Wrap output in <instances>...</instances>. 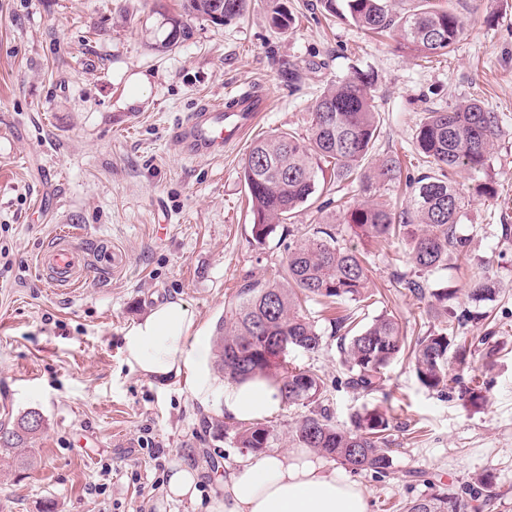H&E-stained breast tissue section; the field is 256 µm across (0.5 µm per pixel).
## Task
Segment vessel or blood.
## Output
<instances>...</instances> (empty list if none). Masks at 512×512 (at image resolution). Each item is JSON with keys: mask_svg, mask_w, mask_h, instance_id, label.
Returning a JSON list of instances; mask_svg holds the SVG:
<instances>
[{"mask_svg": "<svg viewBox=\"0 0 512 512\" xmlns=\"http://www.w3.org/2000/svg\"><path fill=\"white\" fill-rule=\"evenodd\" d=\"M267 109L266 94L255 89L243 91L223 104L204 102L175 128L172 138L184 155H215L223 152L225 145L238 142ZM91 257L101 269L115 273L127 264L125 253L108 245L85 255L75 246L73 232L65 230L57 232L51 246L39 253L37 266L53 291L73 292L82 286Z\"/></svg>", "mask_w": 512, "mask_h": 512, "instance_id": "vessel-or-blood-1", "label": "vessel or blood"}]
</instances>
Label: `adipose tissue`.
<instances>
[{"instance_id": "ef3b65f1", "label": "adipose tissue", "mask_w": 512, "mask_h": 512, "mask_svg": "<svg viewBox=\"0 0 512 512\" xmlns=\"http://www.w3.org/2000/svg\"><path fill=\"white\" fill-rule=\"evenodd\" d=\"M195 316L170 300L157 306L125 334L129 364L157 385H166L190 365H203L208 344L192 339ZM226 416L259 420L281 405L277 389L263 380L226 386L221 398ZM222 512H370L367 488L335 464L302 451H269L225 468Z\"/></svg>"}]
</instances>
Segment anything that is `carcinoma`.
Segmentation results:
<instances>
[{
	"instance_id": "carcinoma-1",
	"label": "carcinoma",
	"mask_w": 512,
	"mask_h": 512,
	"mask_svg": "<svg viewBox=\"0 0 512 512\" xmlns=\"http://www.w3.org/2000/svg\"><path fill=\"white\" fill-rule=\"evenodd\" d=\"M215 0H179V8L163 11L164 37L154 44L168 51L189 39L187 20L201 19L224 25L239 18L247 0H220L221 17L213 15ZM331 15L344 18L374 33L388 32L416 57L453 51L466 29V21L448 7L430 0H415L398 11L392 0H321ZM292 22L287 8L274 0L270 26L285 30ZM373 82L359 72L327 85L310 112L307 134L280 132L257 140L243 159L242 172L253 217V239L262 244L299 208L323 195L336 194L318 206L320 218L288 244L279 278L243 285L231 304L229 316L216 323L213 336L217 369L230 383L262 378L274 385L283 403L301 406L307 414L292 429L300 448H310L338 461L353 473L387 474L392 466L393 417L377 407H364L351 417V426L338 427L323 406L324 379L310 369L288 361L279 342L288 348L316 352L322 344L318 321L304 314L301 299L361 309L371 297L368 246L400 243L407 252L410 270L394 276L397 287L416 296L431 295L448 327L407 342L398 319L390 314L359 325L349 312L328 319L331 335L349 372L348 384L371 392L380 387L384 369L402 353L410 355L418 381L443 393L463 384V373L475 357L493 361L497 345L486 335L478 343L452 333L457 327L484 319L477 307L498 292L496 283L479 269L473 273L464 296L473 309L451 303L457 290H428V276L448 266V258L468 250L469 239L457 232L464 196L454 175L459 169L480 171L490 160L500 136L497 113L477 100L447 109L425 112L415 130V143L427 171L408 180L406 205L362 201L353 206L341 194L344 185L357 182L369 189L370 181L396 179L399 162L392 156L374 158L380 137V119ZM336 204L342 223L360 230L363 247L341 244L339 230L323 212ZM488 383L471 380L460 389L463 406L480 410L487 401ZM44 426L41 413L31 409L0 423V456L15 457L18 465L34 461L15 451L26 447ZM274 427L262 422L239 423L234 439L250 453L272 447ZM493 493L492 481L480 480L469 489V498L438 489L413 500L405 512H468L471 502Z\"/></svg>"
}]
</instances>
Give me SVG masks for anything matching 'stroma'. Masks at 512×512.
<instances>
[{"mask_svg":"<svg viewBox=\"0 0 512 512\" xmlns=\"http://www.w3.org/2000/svg\"><path fill=\"white\" fill-rule=\"evenodd\" d=\"M156 1L0 0V422L31 409L45 421L25 449L33 467L0 459V512H213L223 497L217 470L247 456L211 429L223 416L222 373L206 364L203 399L189 387L191 369L157 386L127 364L123 336L152 307L179 299L196 331L213 338L241 285L277 277L288 236L254 241L243 158L252 140L305 134L324 87L356 70L374 79L376 153L398 157L403 178L349 188L353 204L407 198L404 179L420 171L422 113L475 98L499 117L486 170L456 177L469 252L429 277L431 287L464 289L480 263L497 282L483 310L498 353L478 369L490 391L482 410H467L457 393L423 387L402 356L377 391L357 392L330 335L319 351L293 349L288 359L323 376L335 424L349 425L365 406L394 416L390 472L355 476L371 512H403L431 481L462 495L487 476L495 494L477 512H512V238L501 236L512 225V0H450L469 24L453 52L427 58L327 16L319 0H288L295 22L285 30L269 25L270 0H248L241 19L191 20V37L159 52ZM250 87L271 104L249 139L217 156L183 157L171 134L186 116ZM484 182L493 196H472ZM67 224L81 248L104 242L125 252L126 269L93 266L76 293L50 292L35 258ZM370 262L374 295L361 319L396 316L411 336L445 328L431 297L395 287L394 271L408 268L401 248L373 252ZM157 448L166 452L158 463ZM179 464L205 471L201 506L168 498ZM100 483L105 493H92Z\"/></svg>","mask_w":512,"mask_h":512,"instance_id":"obj_1","label":"stroma"}]
</instances>
